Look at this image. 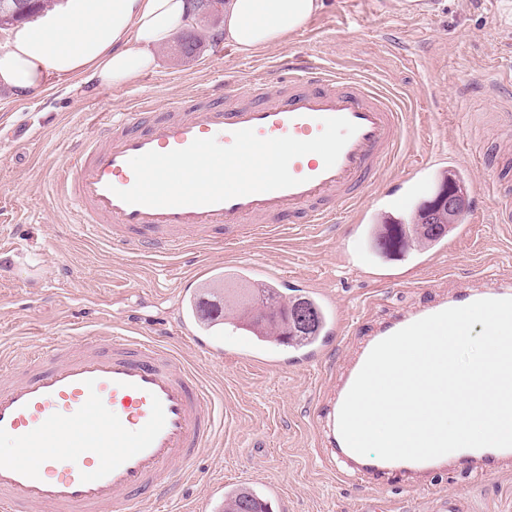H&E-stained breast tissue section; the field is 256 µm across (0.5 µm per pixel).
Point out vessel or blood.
Returning <instances> with one entry per match:
<instances>
[{
	"label": "vessel or blood",
	"instance_id": "b4317fda",
	"mask_svg": "<svg viewBox=\"0 0 512 512\" xmlns=\"http://www.w3.org/2000/svg\"><path fill=\"white\" fill-rule=\"evenodd\" d=\"M355 123L333 167L307 154L289 170L300 185L208 205L154 207L122 201L133 186L129 162L149 151L183 149L197 138L220 145L251 129L262 138L316 137L322 121ZM103 137L77 142L50 187L54 199L108 247L172 255L192 244L234 243L275 225L328 224L351 209L379 178L403 140L406 121L394 101L368 79L321 64L292 66L288 81L226 82L126 116L100 113ZM512 298V289L482 286L458 292L444 308L479 299ZM182 334L211 358L224 355L223 336H203L180 320ZM218 425L213 394L197 371L167 346L108 329L33 352L27 365L0 368V512H139L170 492L175 466L211 447ZM337 451L367 474L392 468L412 474L453 461L481 459L495 472L511 452L462 449L426 461L368 458L339 443Z\"/></svg>",
	"mask_w": 512,
	"mask_h": 512
}]
</instances>
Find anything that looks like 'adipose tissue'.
<instances>
[{"label": "adipose tissue", "instance_id": "1", "mask_svg": "<svg viewBox=\"0 0 512 512\" xmlns=\"http://www.w3.org/2000/svg\"><path fill=\"white\" fill-rule=\"evenodd\" d=\"M324 0H225L224 41L250 56L284 43ZM191 21L188 0H59L0 47V87L21 100L41 97L51 78L123 87L153 70L155 52Z\"/></svg>", "mask_w": 512, "mask_h": 512}]
</instances>
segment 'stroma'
I'll return each mask as SVG.
<instances>
[{"instance_id": "35a3bbf8", "label": "stroma", "mask_w": 512, "mask_h": 512, "mask_svg": "<svg viewBox=\"0 0 512 512\" xmlns=\"http://www.w3.org/2000/svg\"><path fill=\"white\" fill-rule=\"evenodd\" d=\"M195 36L192 55L166 45L153 71L119 89L70 93L56 79L43 96L21 101L0 88V355L24 358L79 325L161 341L199 369L223 419L213 447L188 464L196 480L175 489L184 512H214L213 481L228 491L278 484L273 512H442L451 499L467 512H512V460L493 475L471 463L387 479L339 469L320 430L335 385L384 322L512 276V223H498L487 190L488 147L512 148V0H325L299 35L252 56L220 46L210 30ZM301 58L371 80L409 115V136L363 198V221L347 211L241 246L141 257L110 250L56 204L46 173L90 134L87 114L129 112L143 99L162 103L227 78L277 79ZM449 174L468 183L475 223L426 249L377 254L368 230L391 213L407 178L428 195ZM196 256L242 288L271 273L285 279V297L324 291L337 326L322 339L321 358L296 362L294 348L260 347L230 327L223 359L212 361L176 335L179 282Z\"/></svg>"}]
</instances>
